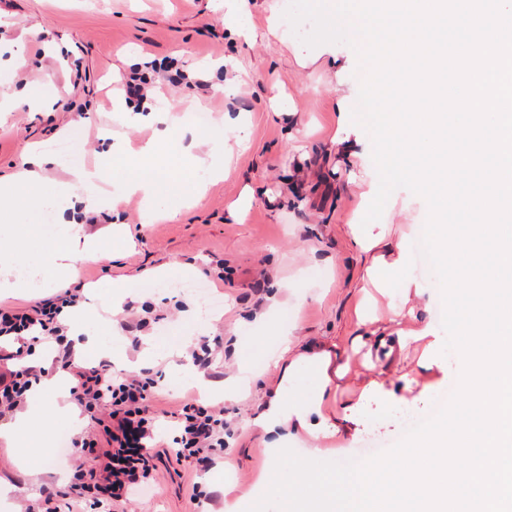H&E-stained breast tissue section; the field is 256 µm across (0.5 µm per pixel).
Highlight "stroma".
<instances>
[{
    "label": "stroma",
    "instance_id": "obj_1",
    "mask_svg": "<svg viewBox=\"0 0 512 512\" xmlns=\"http://www.w3.org/2000/svg\"><path fill=\"white\" fill-rule=\"evenodd\" d=\"M288 0H261L238 19L230 33L220 0H0V56L18 54L21 67L0 68V101L30 88L43 97L35 110L0 114V179L7 181L33 150L75 142L69 157L53 156L33 185L19 186L8 208L14 236L0 240L19 257L50 255L54 240L42 227L33 196L54 197L71 181V169L92 170L109 163L114 209H102L88 233H102L111 254L105 264L86 263L73 279H47L45 286L20 298V305L52 297L62 288L96 286L99 301L114 287L136 282L140 306L126 319L143 321V334L161 339L218 336L224 355L218 380L227 394L221 404L235 431L225 463L196 472L169 463L160 488L122 512H247L272 479L273 436L249 425L265 394L278 382L266 367L283 337L301 343L331 341L344 347L368 333L358 324L355 303L363 256L348 227L361 223L379 178L368 134L351 121L361 76L357 56L344 43L331 52L307 48L299 39L311 23L292 30L282 23L280 38L265 37V16L283 14ZM174 62L185 72L206 71L223 95L203 94L191 83L169 84L164 71L151 73L149 103L168 112L167 126L127 123L120 79L149 60ZM212 115L213 131L197 136L188 118ZM248 133L237 146V126ZM134 148L160 140L172 163L154 199L157 208L178 205L170 220L151 219L141 195L122 189L133 171L124 156L109 153L110 137ZM345 146H338V139ZM211 155L224 166L223 180L199 200H187L188 184L177 163L185 151ZM428 216L425 200L404 188L390 195L381 221L393 234L416 242ZM222 302L203 309L198 296L178 287L184 266ZM406 277L424 290L422 322L443 336L442 300L432 269L410 261ZM199 309L201 324L187 323V307ZM114 346L124 351L123 368L151 367L162 374L159 413L176 410L180 400L200 397V389L181 381V360L161 355L143 360L133 349L132 333L115 325ZM456 355L439 357L412 383L400 380L401 365L379 352L360 351L331 396L332 408L350 415L348 433L320 440L325 461H340L357 451L371 433H393L396 412L408 407L429 411L436 393L453 384ZM214 491L206 506L190 499L193 483ZM0 484L10 486L0 512H20L19 501L35 499L38 488L12 449L0 445ZM236 492L228 496L225 486Z\"/></svg>",
    "mask_w": 512,
    "mask_h": 512
}]
</instances>
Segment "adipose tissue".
<instances>
[{
	"instance_id": "obj_1",
	"label": "adipose tissue",
	"mask_w": 512,
	"mask_h": 512,
	"mask_svg": "<svg viewBox=\"0 0 512 512\" xmlns=\"http://www.w3.org/2000/svg\"><path fill=\"white\" fill-rule=\"evenodd\" d=\"M72 181L64 189L59 205L62 211L72 213L76 207L90 211L100 207L105 197L101 185L102 177L82 167L73 168ZM355 245L364 254L362 282L364 285L358 299L359 321L361 324L389 322L397 327L395 336L379 337L378 344L388 347L390 353H402L409 345L420 342L432 335L430 326L418 325L414 296L420 295L419 286L404 275L410 262V252L404 240L388 239L386 233L365 238L359 225L349 227ZM110 254L84 233L80 221L65 220L63 243L54 251L50 270L59 278L77 275L78 267L84 263H104ZM400 284L402 299L388 303L386 309H379L377 295L387 294L392 284ZM94 312L93 306L78 304L66 309L64 322L72 341L76 361H83L89 351L99 356H111V348L90 335L85 322ZM345 354L330 342L300 346L286 343L282 352L271 362L278 371V386L267 393L261 412L253 418L255 428L266 434L279 432H304L314 439L336 435L339 423L327 404L335 381L342 379L347 365ZM315 375L317 385L306 401L297 402L289 398L288 388L305 372ZM70 381L62 377L42 381L33 391L25 410L16 412L13 422L0 426V442L5 446L19 443L22 435L35 432L46 414L52 413L72 420L79 419L80 406L69 399Z\"/></svg>"
}]
</instances>
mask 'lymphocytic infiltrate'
<instances>
[{
    "mask_svg": "<svg viewBox=\"0 0 512 512\" xmlns=\"http://www.w3.org/2000/svg\"><path fill=\"white\" fill-rule=\"evenodd\" d=\"M79 299L78 290L66 288L29 307L0 306V338L38 330L54 339L60 369L76 381L72 395L90 419L100 420L107 438L103 446L94 439H70L64 460H71L77 448L92 458V467L76 468L65 489H42L25 512H113L114 506L150 491L149 477L160 457L199 471L211 470L224 457L229 423L223 410L194 398L184 399L172 417L173 447L149 451L147 444L157 435L158 417L151 405L159 386L157 374L144 368L116 377L105 363L75 366L62 313L65 305ZM44 374L41 367L24 362L22 351L0 352V417L22 408Z\"/></svg>",
    "mask_w": 512,
    "mask_h": 512,
    "instance_id": "1",
    "label": "lymphocytic infiltrate"
}]
</instances>
